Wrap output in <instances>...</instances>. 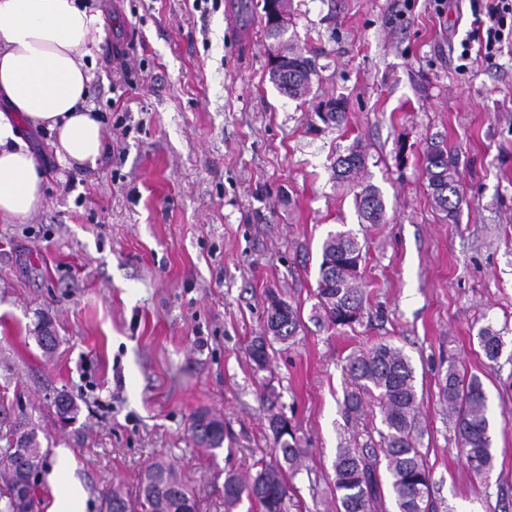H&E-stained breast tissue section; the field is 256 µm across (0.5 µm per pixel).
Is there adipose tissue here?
<instances>
[{
    "mask_svg": "<svg viewBox=\"0 0 512 512\" xmlns=\"http://www.w3.org/2000/svg\"><path fill=\"white\" fill-rule=\"evenodd\" d=\"M106 20L85 0H0V223L42 208L45 173L28 141L48 132L58 162L95 166L103 117L86 105Z\"/></svg>",
    "mask_w": 512,
    "mask_h": 512,
    "instance_id": "1",
    "label": "adipose tissue"
}]
</instances>
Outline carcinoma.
I'll use <instances>...</instances> for the list:
<instances>
[{"instance_id":"carcinoma-1","label":"carcinoma","mask_w":512,"mask_h":512,"mask_svg":"<svg viewBox=\"0 0 512 512\" xmlns=\"http://www.w3.org/2000/svg\"><path fill=\"white\" fill-rule=\"evenodd\" d=\"M269 39L280 42L288 50V75L270 71L274 86L291 98L309 94L315 62L294 49L285 39L288 30L264 23ZM336 110L321 121L340 125L346 116L345 102L333 98ZM366 158L359 144L349 146L338 155L336 176L352 183L365 169ZM428 186L436 206L453 219L462 198L456 179V162L447 151L434 145L425 158ZM355 206L363 224H380L385 205L380 190L366 184L355 194ZM361 247L349 231L327 235L322 244V261L315 296L317 320L334 329L351 327L364 317L365 294L360 286ZM266 322L272 335L258 336L250 348V358L257 372L266 369L272 342L288 343L301 327L300 309L283 298L266 307ZM36 341L46 353L52 352L58 337L49 324L35 327ZM478 338L485 356L495 360L504 345L501 333L487 325L479 328ZM348 372L359 389L378 392L381 423L386 428V474H381V459L375 451L340 448L334 461L333 487L336 512H381L385 499H391L397 512H435L432 499L431 471L422 453V431L418 422V392L415 370L403 350L390 343L377 344L348 359ZM440 394L454 419L461 453L467 468L476 475H489L493 467L494 448L489 417L488 397L481 378L448 365ZM272 431L274 460L261 463L248 480L235 475L224 479V512H234L242 498L258 504L261 512H285L289 479L300 470L303 449L289 430L280 432L278 424L285 417L273 412L277 397L263 400ZM28 436L25 448H6L0 452V477L10 486L26 475L39 477L46 465L47 453L40 448L36 433ZM190 430L198 445L215 450L224 445V422L206 410L192 417ZM105 512H198L193 491L177 475L173 465L163 458L150 463L141 473L135 497L112 492L105 500Z\"/></svg>"}]
</instances>
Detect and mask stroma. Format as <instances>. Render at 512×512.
<instances>
[{"mask_svg": "<svg viewBox=\"0 0 512 512\" xmlns=\"http://www.w3.org/2000/svg\"><path fill=\"white\" fill-rule=\"evenodd\" d=\"M107 20L88 106L101 112L96 167L62 166L31 136L47 174L45 205L0 223V449L34 428L47 464L38 512L71 483L83 512L135 492L155 458L171 462L198 512H224V478L271 460L263 398L278 397L304 448L287 512H336L340 448H383L379 402L345 409L347 360L389 342L415 370L422 451L439 512H512V46L495 61L470 38L473 0H291L294 41L316 63L306 97L269 80L261 5L238 0H89ZM346 102L342 127L315 105ZM457 159L462 203L439 211L424 152ZM379 188L382 223H360L333 163L352 143ZM351 231L362 248L364 318L336 330L314 318L321 245ZM275 290L301 312L258 372L248 357ZM49 319L53 353L32 329ZM505 345L491 362L477 332ZM489 398L494 468L470 474L439 402L449 364ZM70 395L78 419L58 422ZM224 421V446L196 445L192 415ZM68 453L73 466L56 462Z\"/></svg>", "mask_w": 512, "mask_h": 512, "instance_id": "stroma-1", "label": "stroma"}]
</instances>
